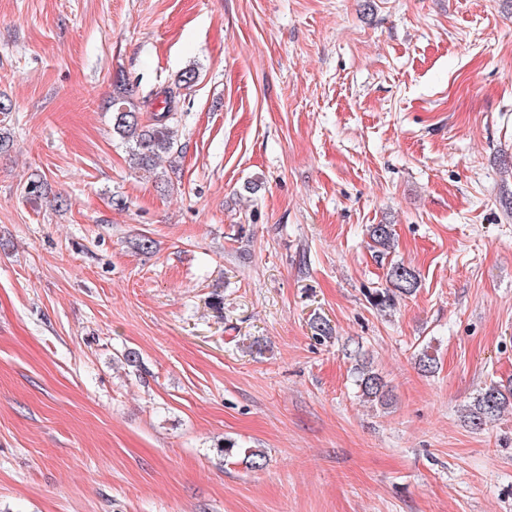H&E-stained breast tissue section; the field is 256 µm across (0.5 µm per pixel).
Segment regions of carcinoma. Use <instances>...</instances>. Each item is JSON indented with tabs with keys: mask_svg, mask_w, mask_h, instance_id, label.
<instances>
[{
	"mask_svg": "<svg viewBox=\"0 0 512 512\" xmlns=\"http://www.w3.org/2000/svg\"><path fill=\"white\" fill-rule=\"evenodd\" d=\"M175 98L173 89L169 87L156 93V107L147 116L134 102L121 78H115L111 101L112 133L129 145V159L134 167L153 170L162 156L171 153L175 144ZM368 232L377 247L388 250L394 246L391 225L372 224ZM387 278L390 287L368 294L369 303L379 310L392 306L397 295L412 294L420 286L419 274L401 263L391 265ZM356 382L366 400L382 406L388 405L390 391L370 363L365 361L357 368ZM510 406L512 381L507 384L494 382L484 388L474 398L473 404L468 406L467 421L472 427L481 429Z\"/></svg>",
	"mask_w": 512,
	"mask_h": 512,
	"instance_id": "cac0c4a2",
	"label": "carcinoma"
}]
</instances>
